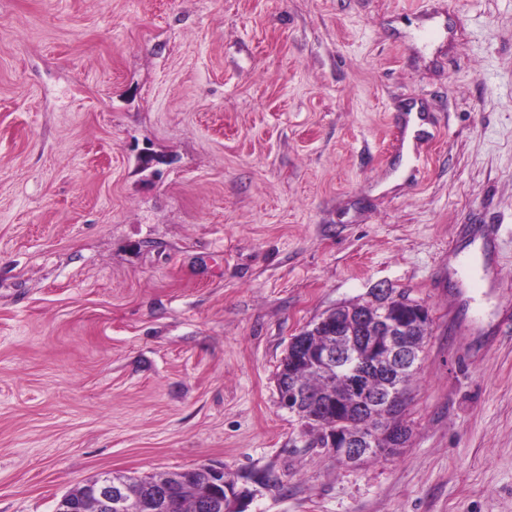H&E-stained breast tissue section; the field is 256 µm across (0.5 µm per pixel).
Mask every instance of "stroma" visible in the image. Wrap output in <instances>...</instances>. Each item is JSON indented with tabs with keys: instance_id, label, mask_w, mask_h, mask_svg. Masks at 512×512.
Wrapping results in <instances>:
<instances>
[{
	"instance_id": "35a3bbf8",
	"label": "stroma",
	"mask_w": 512,
	"mask_h": 512,
	"mask_svg": "<svg viewBox=\"0 0 512 512\" xmlns=\"http://www.w3.org/2000/svg\"><path fill=\"white\" fill-rule=\"evenodd\" d=\"M379 288L432 322L354 468L276 376ZM207 463L244 512H512V0H0V512Z\"/></svg>"
}]
</instances>
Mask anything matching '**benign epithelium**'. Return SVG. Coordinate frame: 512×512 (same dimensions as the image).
I'll return each mask as SVG.
<instances>
[{
  "label": "benign epithelium",
  "instance_id": "obj_1",
  "mask_svg": "<svg viewBox=\"0 0 512 512\" xmlns=\"http://www.w3.org/2000/svg\"><path fill=\"white\" fill-rule=\"evenodd\" d=\"M431 323L427 306L389 290L372 302L339 306L322 316L314 327H305L292 337L288 355L306 368L329 376L322 403L338 422L315 427L309 392L301 385L288 386V397L280 405L293 414L312 448H326L336 460L356 465L384 450L395 451L405 444L408 432L398 417L403 378L422 365L417 354L418 338ZM332 331L323 344L311 341L315 329ZM378 412L381 424L364 429L353 422L366 412ZM205 482L196 500L198 512H243L240 504L248 496L245 488L228 478L224 466L204 464ZM194 473L169 475L150 500L144 499L145 484L120 479L109 471L77 486L57 503L55 512H169L173 491Z\"/></svg>",
  "mask_w": 512,
  "mask_h": 512
}]
</instances>
